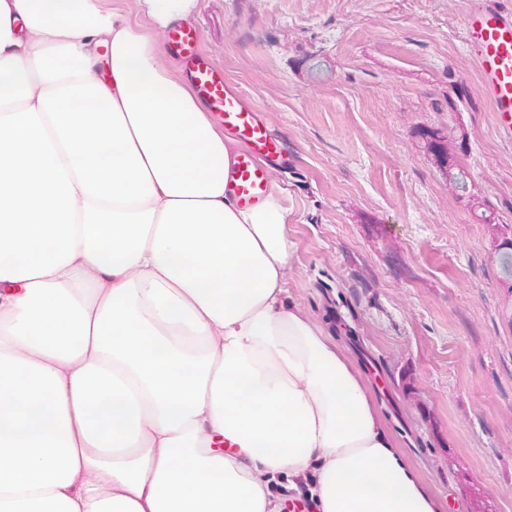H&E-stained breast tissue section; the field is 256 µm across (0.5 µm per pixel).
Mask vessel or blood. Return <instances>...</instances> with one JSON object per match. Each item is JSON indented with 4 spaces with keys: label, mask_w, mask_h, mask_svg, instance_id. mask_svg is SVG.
<instances>
[{
    "label": "vessel or blood",
    "mask_w": 512,
    "mask_h": 512,
    "mask_svg": "<svg viewBox=\"0 0 512 512\" xmlns=\"http://www.w3.org/2000/svg\"><path fill=\"white\" fill-rule=\"evenodd\" d=\"M467 51L479 73L484 96L499 116L498 129L512 136V8L502 0H471L465 13ZM167 52L182 65L194 92L225 132L243 143L228 179L241 206L265 193L270 163L283 160L284 148L271 133L258 109L249 105L239 88L199 48L191 26H176L164 34Z\"/></svg>",
    "instance_id": "vessel-or-blood-1"
}]
</instances>
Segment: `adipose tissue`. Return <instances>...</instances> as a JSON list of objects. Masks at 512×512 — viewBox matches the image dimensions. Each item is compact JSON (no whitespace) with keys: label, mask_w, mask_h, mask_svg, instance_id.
Wrapping results in <instances>:
<instances>
[{"label":"adipose tissue","mask_w":512,"mask_h":512,"mask_svg":"<svg viewBox=\"0 0 512 512\" xmlns=\"http://www.w3.org/2000/svg\"><path fill=\"white\" fill-rule=\"evenodd\" d=\"M137 4L0 0V512H439Z\"/></svg>","instance_id":"1"}]
</instances>
